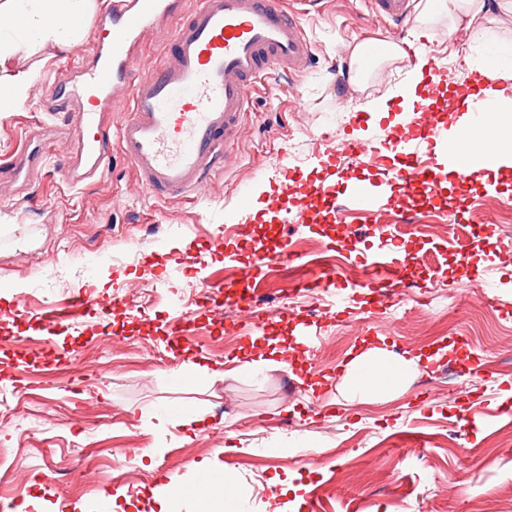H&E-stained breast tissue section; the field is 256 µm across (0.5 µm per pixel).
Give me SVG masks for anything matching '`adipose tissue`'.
Instances as JSON below:
<instances>
[{
    "mask_svg": "<svg viewBox=\"0 0 512 512\" xmlns=\"http://www.w3.org/2000/svg\"><path fill=\"white\" fill-rule=\"evenodd\" d=\"M512 0H428L427 7L416 19V37L429 36L435 23L446 21L449 33L466 30L482 37L485 22L495 12L504 10ZM95 0H0V115L16 111L28 100L32 75L14 65L22 51L34 52L50 46L68 50L85 35L83 18ZM470 71L493 77L494 83L485 94L499 109L501 137L498 149L512 154V44L489 49L480 57L464 55ZM381 373L380 385L363 383L365 370ZM416 359L391 360L385 349L373 347L358 355L346 366L342 383L354 395L372 398L383 391L398 388L413 372Z\"/></svg>",
    "mask_w": 512,
    "mask_h": 512,
    "instance_id": "ef3b65f1",
    "label": "adipose tissue"
}]
</instances>
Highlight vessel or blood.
I'll return each instance as SVG.
<instances>
[{
  "label": "vessel or blood",
  "mask_w": 512,
  "mask_h": 512,
  "mask_svg": "<svg viewBox=\"0 0 512 512\" xmlns=\"http://www.w3.org/2000/svg\"><path fill=\"white\" fill-rule=\"evenodd\" d=\"M374 13L395 23L410 17L415 0H367ZM320 0H110L98 19L100 40L68 69L66 80L47 85L48 114L76 107L72 151L58 173L76 186L103 176L113 151L134 169L151 194L169 198L197 191L232 149L257 81L278 70L302 71L311 43L300 23ZM174 26L176 50L137 72L136 50L145 34ZM128 107L113 121L120 91ZM468 123L443 161L458 174L501 161L479 133L494 118L484 98L466 102ZM447 127L424 126L411 136L386 139L370 152L377 162L391 154L431 155L447 141ZM50 151L30 131L23 156L10 163L16 181L41 170ZM278 212L298 220L307 204L294 191L274 198Z\"/></svg>",
  "instance_id": "vessel-or-blood-1"
}]
</instances>
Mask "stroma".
Returning <instances> with one entry per match:
<instances>
[{"instance_id": "35a3bbf8", "label": "stroma", "mask_w": 512, "mask_h": 512, "mask_svg": "<svg viewBox=\"0 0 512 512\" xmlns=\"http://www.w3.org/2000/svg\"><path fill=\"white\" fill-rule=\"evenodd\" d=\"M302 24L311 41L305 73L277 72L252 92L237 144L192 199L145 193L118 153L79 191L50 170L19 186L5 162L42 119L47 79L62 76L98 38L95 20L87 18L86 37L71 50L17 56V68L33 74L27 107L0 115V448L27 476L9 493L14 505L37 498L43 512L62 502L93 512L107 494L112 512H152V488L190 478L216 455L244 491L242 512H512L511 501L493 498L512 482V265L497 258L512 227L472 222L487 198L512 207V172L407 183L367 160L327 167L321 140L338 132L373 142L419 120L397 98L388 117L364 111L367 98L404 84L411 64L381 63L354 92L344 78L350 45L410 44L460 95L472 80L463 56H480L483 46L441 26L431 40H413V21L394 25L364 0H329ZM358 179L377 187L379 211L406 205L410 225L399 236L379 237L352 205ZM289 183L313 203L315 221L289 224L273 211L271 194ZM325 184L335 191L331 211L319 193ZM242 209L247 224L225 232ZM160 230L170 248L150 254ZM312 244L347 255L346 266L323 265L308 253ZM263 254L309 285L341 293L343 304L314 315L285 309L228 335L224 312L242 287L288 285L261 264ZM355 272L374 289L350 287ZM142 277L155 288L134 304L95 305L51 333L40 322L44 310L67 309L83 286L97 304ZM481 282L492 289L490 308L455 313L449 289ZM379 291L396 298L393 329L340 333L338 321L360 322ZM422 295L439 316L437 332L403 316ZM176 302L187 319L180 336L168 333ZM256 343L275 362L262 375H242L238 361ZM374 346L393 360L425 362L397 395L364 400L340 375ZM475 366L480 377L458 381ZM167 406L191 407L200 421L191 430L159 424ZM151 447L158 454L150 459ZM280 447L295 464L277 455ZM459 449L469 465H457ZM450 480L458 498L441 494Z\"/></svg>"}]
</instances>
